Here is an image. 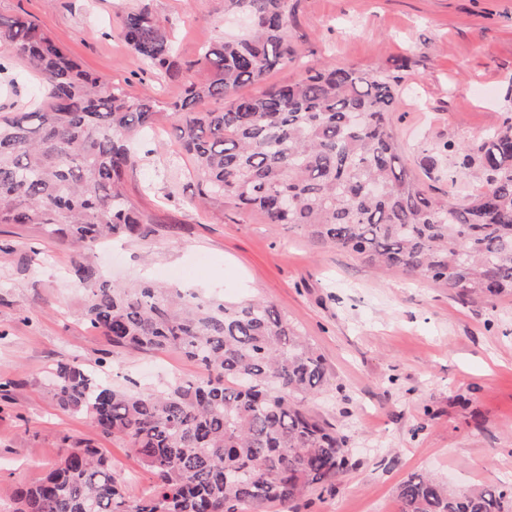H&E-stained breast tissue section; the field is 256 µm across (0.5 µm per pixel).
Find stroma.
Returning a JSON list of instances; mask_svg holds the SVG:
<instances>
[{"instance_id":"1","label":"stroma","mask_w":512,"mask_h":512,"mask_svg":"<svg viewBox=\"0 0 512 512\" xmlns=\"http://www.w3.org/2000/svg\"><path fill=\"white\" fill-rule=\"evenodd\" d=\"M297 66L268 84L297 79L324 58L362 69L401 68L393 128L406 164L436 194H470L479 179L438 149L466 143L512 116V0H290ZM147 7L171 31L179 74L163 79L122 40L117 21ZM23 15L85 70L136 96L177 100L202 78L195 62L220 33L246 21L224 0H0V16ZM39 80L24 65L0 73V113L30 110ZM127 178L131 202L151 221L144 240L92 248L113 282L150 278L207 297L273 302L323 358L326 382L309 408L347 438L350 464L333 493L311 492L294 512H399L398 485L433 473L452 487L512 485V298L462 302L447 288L273 228L231 205H191L194 186L164 178L151 141ZM73 246L29 224L0 225V506L39 482L63 438L89 439L129 497L155 481L122 442L87 418L57 408L51 370L72 362L111 385L151 389L200 369L174 351L128 353L83 318L84 290L71 275Z\"/></svg>"}]
</instances>
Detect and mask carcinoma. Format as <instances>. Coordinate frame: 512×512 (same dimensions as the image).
<instances>
[{
  "mask_svg": "<svg viewBox=\"0 0 512 512\" xmlns=\"http://www.w3.org/2000/svg\"><path fill=\"white\" fill-rule=\"evenodd\" d=\"M224 11L247 18L249 33L216 37L197 61L203 78L169 103L103 83L33 21L0 17V73L17 60L41 86L36 108L0 116V224L36 225L82 251L114 236L148 238L152 225L125 181L137 163L133 140L166 118L178 146L169 165L190 164L198 203L258 212L462 299L512 296V118L472 142L443 145L481 187L463 199L433 195L404 164L393 130L402 76L319 62L241 96L296 64L293 9L289 0H224ZM119 29L148 67L176 71L172 35L151 11H128ZM74 269L86 292L82 317L112 346L174 349L208 375L138 391L57 364L52 401L123 440L156 481L132 499L98 448L66 438L58 466L18 489L10 512H283L333 488L347 440L306 406L326 367L276 305L150 281L115 285L82 253ZM397 497L401 512H512L506 485L452 491L413 475Z\"/></svg>",
  "mask_w": 512,
  "mask_h": 512,
  "instance_id": "cac0c4a2",
  "label": "carcinoma"
}]
</instances>
